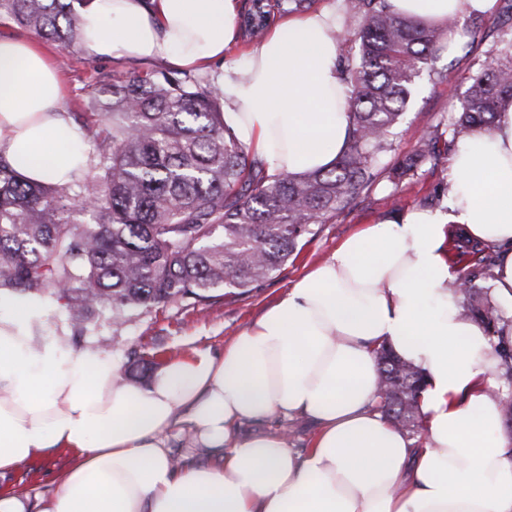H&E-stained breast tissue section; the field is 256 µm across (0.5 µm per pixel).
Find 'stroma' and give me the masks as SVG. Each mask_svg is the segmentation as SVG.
<instances>
[{
	"label": "stroma",
	"mask_w": 512,
	"mask_h": 512,
	"mask_svg": "<svg viewBox=\"0 0 512 512\" xmlns=\"http://www.w3.org/2000/svg\"><path fill=\"white\" fill-rule=\"evenodd\" d=\"M505 9L506 0H496L491 13L481 14L480 25H473L468 17L460 21V42L445 47L433 63L436 70H449V79L442 82L429 74L421 75L392 149L378 161L380 169H390L398 160L413 152L423 135L433 131L437 124L449 120L467 89L470 63L485 59L492 42L512 33V24L505 20ZM61 73L67 87V109L74 114L86 112L89 101L96 93V85L94 73L85 64L83 53L72 52ZM449 175L450 161L445 158L435 165L428 162L422 164L418 176L404 180L399 185L380 181L368 196L320 225L314 237L305 239L297 257L289 259L279 273L250 292L217 296L201 312L171 306L127 323L117 333L111 327H104L106 344L119 356L121 379L129 377L127 352L131 349L147 356L156 355L161 363L196 352L212 355L222 353L245 326L283 296L310 266L325 260L337 244L360 226L391 219L413 209L444 207L447 200L436 196L435 189L440 183L448 181ZM71 459L72 455L67 450L50 451L14 474L0 477V494L28 492L49 495L54 488L56 474Z\"/></svg>",
	"instance_id": "35a3bbf8"
}]
</instances>
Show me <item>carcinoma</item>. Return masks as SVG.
Listing matches in <instances>:
<instances>
[{
    "instance_id": "carcinoma-1",
    "label": "carcinoma",
    "mask_w": 512,
    "mask_h": 512,
    "mask_svg": "<svg viewBox=\"0 0 512 512\" xmlns=\"http://www.w3.org/2000/svg\"><path fill=\"white\" fill-rule=\"evenodd\" d=\"M314 4L250 0L238 35L258 43L276 18ZM340 7L345 20L360 22L359 52L341 66L349 132L325 171L270 173L224 123L222 90L207 76L104 72L85 57L97 96L74 120L92 139L90 173L71 184L31 183L0 155V294H51L67 313L70 341L101 349L104 322L117 336L144 315L207 306L219 288L243 294L281 271L304 238L373 188L378 159L392 148L444 31L395 12L390 0H340ZM0 18L58 43L65 58L82 47L73 0H0ZM487 54L445 129L422 136L392 167L393 184L473 131L493 130L500 104L512 101V37ZM455 251L467 265L448 288L497 341L511 385L512 343L499 336L505 314L491 296V246L466 241ZM376 359L384 386L377 409L419 436V369L383 346Z\"/></svg>"
}]
</instances>
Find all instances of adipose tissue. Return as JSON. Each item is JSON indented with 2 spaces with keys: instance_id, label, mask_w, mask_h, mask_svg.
Returning <instances> with one entry per match:
<instances>
[{
  "instance_id": "ef3b65f1",
  "label": "adipose tissue",
  "mask_w": 512,
  "mask_h": 512,
  "mask_svg": "<svg viewBox=\"0 0 512 512\" xmlns=\"http://www.w3.org/2000/svg\"><path fill=\"white\" fill-rule=\"evenodd\" d=\"M441 24L494 0H392ZM236 0H86L84 44L109 60L213 72L224 121L273 174L328 169L349 122L332 13L288 19L243 62L225 63ZM29 36H0V154L25 178L65 184L85 171V131ZM446 208L364 225L224 349L164 363L148 385L120 380L109 351L50 338L31 348L43 300L0 295V473L51 450L74 460L40 512H512V430L492 393L500 359L448 291L454 233L495 247L493 297L512 314V102L450 163ZM425 381L421 443L377 410L375 351ZM217 467H179L162 446L178 411ZM303 416L306 453L247 421Z\"/></svg>"
}]
</instances>
